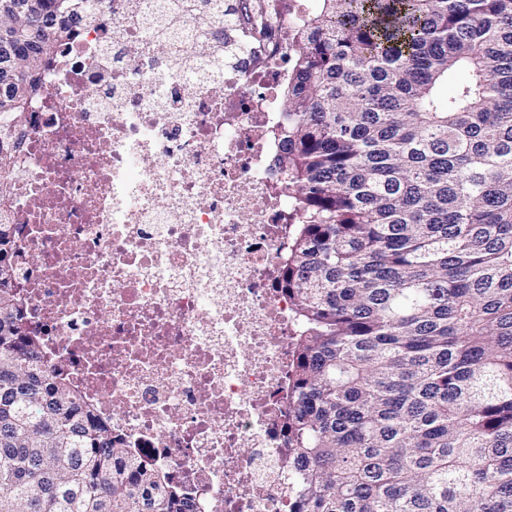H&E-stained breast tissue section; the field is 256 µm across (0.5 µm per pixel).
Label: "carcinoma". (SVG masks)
Listing matches in <instances>:
<instances>
[{
  "instance_id": "1",
  "label": "carcinoma",
  "mask_w": 512,
  "mask_h": 512,
  "mask_svg": "<svg viewBox=\"0 0 512 512\" xmlns=\"http://www.w3.org/2000/svg\"><path fill=\"white\" fill-rule=\"evenodd\" d=\"M18 2L0 0V69L5 44L25 55L0 135L95 0H33L20 22ZM317 2L273 132L288 512H512V0ZM0 316V512H187L48 361L27 301Z\"/></svg>"
}]
</instances>
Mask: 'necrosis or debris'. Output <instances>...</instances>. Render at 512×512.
Masks as SVG:
<instances>
[{"mask_svg":"<svg viewBox=\"0 0 512 512\" xmlns=\"http://www.w3.org/2000/svg\"><path fill=\"white\" fill-rule=\"evenodd\" d=\"M97 0L42 74L0 200L47 357L194 512H288L291 304L270 130L297 0Z\"/></svg>","mask_w":512,"mask_h":512,"instance_id":"obj_1","label":"necrosis or debris"}]
</instances>
